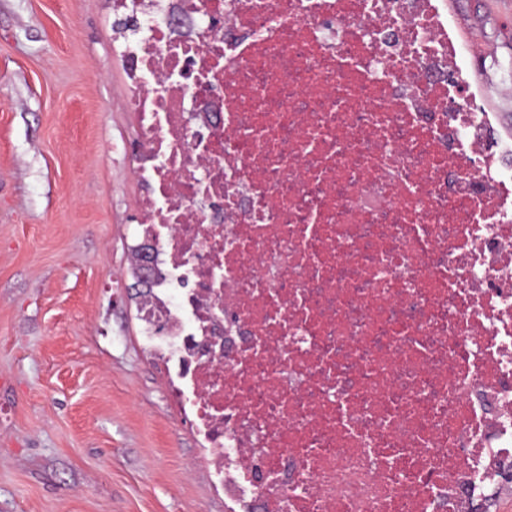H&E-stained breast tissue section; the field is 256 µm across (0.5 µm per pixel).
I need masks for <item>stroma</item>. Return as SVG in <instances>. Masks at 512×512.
Segmentation results:
<instances>
[{
  "instance_id": "obj_1",
  "label": "stroma",
  "mask_w": 512,
  "mask_h": 512,
  "mask_svg": "<svg viewBox=\"0 0 512 512\" xmlns=\"http://www.w3.org/2000/svg\"><path fill=\"white\" fill-rule=\"evenodd\" d=\"M108 0H0V512H226L139 341ZM512 134V0H448Z\"/></svg>"
}]
</instances>
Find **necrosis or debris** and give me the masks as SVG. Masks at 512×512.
I'll use <instances>...</instances> for the list:
<instances>
[{
    "mask_svg": "<svg viewBox=\"0 0 512 512\" xmlns=\"http://www.w3.org/2000/svg\"><path fill=\"white\" fill-rule=\"evenodd\" d=\"M146 348L232 512H496L512 145L447 0H113Z\"/></svg>",
    "mask_w": 512,
    "mask_h": 512,
    "instance_id": "necrosis-or-debris-1",
    "label": "necrosis or debris"
}]
</instances>
